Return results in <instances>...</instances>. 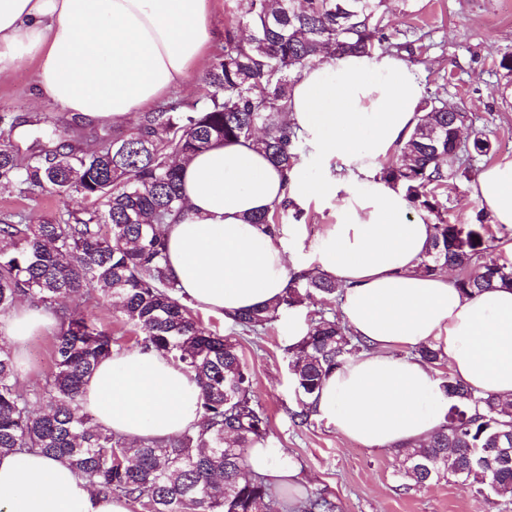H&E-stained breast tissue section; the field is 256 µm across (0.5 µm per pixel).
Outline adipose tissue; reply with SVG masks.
I'll list each match as a JSON object with an SVG mask.
<instances>
[{
    "instance_id": "ef3b65f1",
    "label": "adipose tissue",
    "mask_w": 512,
    "mask_h": 512,
    "mask_svg": "<svg viewBox=\"0 0 512 512\" xmlns=\"http://www.w3.org/2000/svg\"><path fill=\"white\" fill-rule=\"evenodd\" d=\"M208 0H0V78L37 65L40 98L88 123L128 121L186 78L209 43ZM425 89L402 55H343L305 67L287 121L327 158L330 179L287 180L248 142H218L183 163L184 216L167 223L166 267L179 296L234 326L244 311L284 295V237L253 223L292 199H332L336 221L311 242L314 271L335 280L350 331L367 342L325 381L314 408L343 436L395 450L430 439L453 398L437 372L402 347L441 348L454 378L512 400V289L462 295L448 273L419 266L433 226L400 187L381 179L422 120ZM471 198L494 223L512 227V158L485 167ZM46 312L0 316V339L24 359L31 337L51 326ZM199 388L169 356L139 347L94 369L82 407L96 425L127 441H162L198 427ZM0 512H129L126 499L96 494L67 460L0 454Z\"/></svg>"
}]
</instances>
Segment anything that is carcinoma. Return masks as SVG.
<instances>
[{"label": "carcinoma", "mask_w": 512, "mask_h": 512, "mask_svg": "<svg viewBox=\"0 0 512 512\" xmlns=\"http://www.w3.org/2000/svg\"><path fill=\"white\" fill-rule=\"evenodd\" d=\"M224 52L205 72L203 103L175 101L140 115L127 138L99 137L85 150L42 145L45 130L24 154L0 143V186L41 189L61 197L79 194L87 205L39 224L19 212L0 213V314L25 299L53 311L59 330L53 367L42 383L20 380L13 355L0 344V453L40 452L69 461L99 494L120 497L143 512H271L266 477L248 468L251 448L266 444L270 422L254 400L253 379L230 336L203 326L198 311L177 297L165 266L163 224L180 215V162L219 141L252 142L285 171L299 162L305 135L285 120L288 98L302 70L346 52L381 48L414 52V42L390 41L385 0H232ZM417 124L382 179L402 188L412 207L436 217L420 270L457 272L465 295L512 288V264L487 258L494 238L479 218L452 223L441 216L439 193L470 179L477 156L493 152L477 130L462 145L467 113L438 97L423 100ZM283 201L251 219L279 230ZM336 282L302 272L274 304L241 314L244 333L259 335L285 307L336 296ZM130 327L136 346L170 356L194 375L202 425L160 444L130 446L82 412L83 385L98 363L123 346L112 330L79 312L93 293ZM366 349L343 321L320 312L308 331L287 348L297 409L306 424L311 398L348 357ZM458 403L425 446H404L402 476L416 486L454 479L487 497L512 494V403L443 377ZM292 512H339L336 501L311 492Z\"/></svg>", "instance_id": "1"}]
</instances>
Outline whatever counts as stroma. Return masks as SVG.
Returning <instances> with one entry per match:
<instances>
[{
    "label": "stroma",
    "instance_id": "1",
    "mask_svg": "<svg viewBox=\"0 0 512 512\" xmlns=\"http://www.w3.org/2000/svg\"><path fill=\"white\" fill-rule=\"evenodd\" d=\"M228 16L227 0H209V50L191 66L185 82L168 93V100L193 102L205 97L202 77L223 51ZM387 19L390 34L411 30L420 35L423 50L410 58L409 64L420 75L426 93L439 95L468 112L474 126L484 129L495 146L496 159L512 158V89H504L498 67L502 54L512 51V0H407L406 4H395ZM36 82L32 64L0 82V111L23 120L47 119L58 140L78 138L89 150L102 134L129 136L137 130L133 122L106 127L74 124L70 114L38 98ZM82 204L76 194L59 197L40 191L22 194L12 188L0 190V210L22 212L34 224ZM320 309L338 312L339 301L318 298L283 309L257 336L225 326L222 317H201L205 326L238 343L252 373L255 398L269 416L268 445L299 470L288 495L322 492L336 499L341 512H512V496L489 499L450 480L404 489L397 474L398 452L369 448L348 439L317 416L309 424H294L289 415L295 401L288 371V322L309 321ZM53 336V331L43 330L31 338L27 359L18 369L22 380L44 381L51 369Z\"/></svg>",
    "mask_w": 512,
    "mask_h": 512
}]
</instances>
